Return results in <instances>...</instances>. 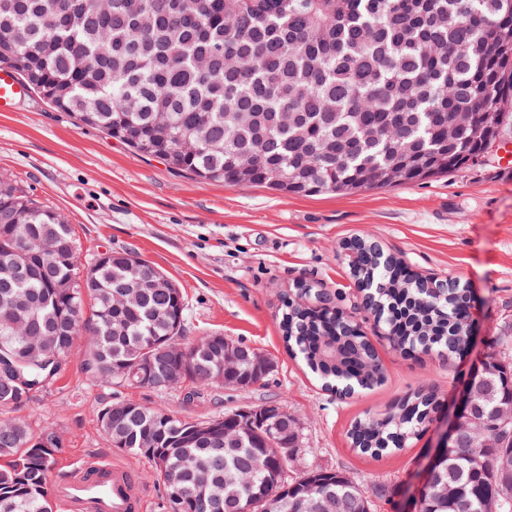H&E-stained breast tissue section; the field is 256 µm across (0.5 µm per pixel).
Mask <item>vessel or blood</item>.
Returning a JSON list of instances; mask_svg holds the SVG:
<instances>
[{
    "instance_id": "obj_1",
    "label": "vessel or blood",
    "mask_w": 512,
    "mask_h": 512,
    "mask_svg": "<svg viewBox=\"0 0 512 512\" xmlns=\"http://www.w3.org/2000/svg\"><path fill=\"white\" fill-rule=\"evenodd\" d=\"M22 83L0 67V112L13 111L26 97ZM52 495L62 512H139L141 496L131 470L96 459L70 468L53 483Z\"/></svg>"
}]
</instances>
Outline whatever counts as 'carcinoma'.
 Listing matches in <instances>:
<instances>
[{"mask_svg":"<svg viewBox=\"0 0 512 512\" xmlns=\"http://www.w3.org/2000/svg\"><path fill=\"white\" fill-rule=\"evenodd\" d=\"M484 18L470 23L467 11ZM24 55L20 76L55 107L138 152L165 159L201 181L244 182L298 196L354 194L368 186L366 167L395 166L404 184L461 167L496 141L512 118V0H112L107 15L87 0H0V66ZM472 108L473 123L448 136L454 114ZM72 225L0 181V314L8 302L17 331L0 329V355L21 365L24 382L0 371V512H52L55 435L34 437L9 414L59 374L82 330L85 370L116 386L154 388L172 369L215 372L231 389L252 381L250 362L228 371L204 349L184 342L185 303L176 288H148L137 304L122 300L126 264L115 252L82 267ZM349 273L364 289V312L388 340L451 357L467 344L460 320L467 293L459 281L428 292L392 277L374 242L343 243ZM92 300L84 317V297ZM336 323L334 308L291 303L282 317L292 356L322 384L348 381L354 391L383 384L374 346L358 318ZM489 353L477 381L479 407L460 417L424 491L423 512H512V485L495 476L512 459V422L495 417L512 400V363ZM176 347L175 357L158 356ZM154 362L155 369L148 367ZM133 374L132 380L117 374ZM438 397L419 392L391 411L355 421L352 447L379 458L400 450L433 422ZM490 424L494 447L472 453L467 430ZM160 446L141 448L148 422ZM193 419L138 403L119 416L118 449L144 458L164 492L178 491L169 512H211L200 484L223 490V512H300L299 500L327 497L332 512H372L373 503L340 471L308 469L279 479L293 438L276 431L243 434L238 447L177 448ZM448 484L457 489L442 496Z\"/></svg>","mask_w":512,"mask_h":512,"instance_id":"carcinoma-1","label":"carcinoma"}]
</instances>
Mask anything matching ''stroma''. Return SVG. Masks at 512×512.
<instances>
[{
	"label": "stroma",
	"mask_w": 512,
	"mask_h": 512,
	"mask_svg": "<svg viewBox=\"0 0 512 512\" xmlns=\"http://www.w3.org/2000/svg\"><path fill=\"white\" fill-rule=\"evenodd\" d=\"M0 175L72 224L82 263L124 251L161 270L184 296L186 340L219 333L275 364L250 389L214 384L189 400L181 390L96 381L77 349L55 381L15 408L33 434L49 430L58 437L55 474L101 458L128 466L143 512H164L163 487L144 459L114 448L101 429L98 411L108 401L159 406L200 421L240 407L280 406L300 422L291 474L338 470L369 493L389 485L391 501H375L374 512H394L415 491L437 428L375 459L352 449L350 424L421 389L452 403L486 354L512 336V125L502 129L492 155L447 175L352 195L297 197L261 185L197 181L166 160L76 126L32 91L16 111L0 112ZM353 237L377 242L419 276L467 285L476 338L449 359L421 350L405 354L374 320H363L385 382L341 398L289 354L281 319L302 288L334 298L347 315L360 306L341 249Z\"/></svg>",
	"instance_id": "1"
}]
</instances>
